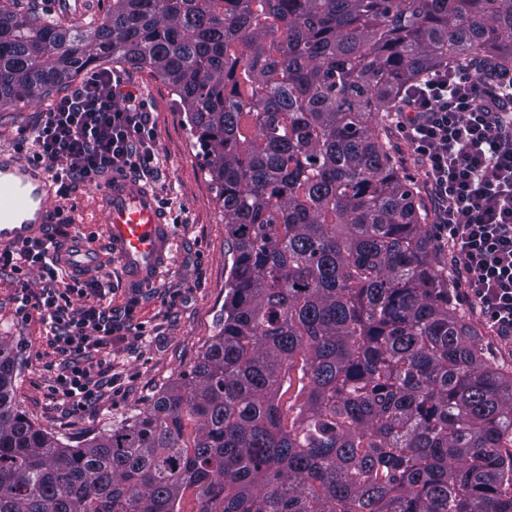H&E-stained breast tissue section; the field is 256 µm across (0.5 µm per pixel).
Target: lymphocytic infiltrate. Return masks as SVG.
I'll return each mask as SVG.
<instances>
[{"label": "lymphocytic infiltrate", "mask_w": 512, "mask_h": 512, "mask_svg": "<svg viewBox=\"0 0 512 512\" xmlns=\"http://www.w3.org/2000/svg\"><path fill=\"white\" fill-rule=\"evenodd\" d=\"M394 119L424 168L434 235L449 247L465 301L512 343V71L487 77L471 65L430 73L410 85ZM156 139L139 94L103 69L54 98L16 149L46 166L64 201L80 183L151 173ZM59 248L47 234L1 249L0 271L13 272L20 311L40 317L59 359L51 392L77 414L111 387L112 337L126 321L86 272L60 277ZM34 273L44 282L36 295Z\"/></svg>", "instance_id": "obj_1"}]
</instances>
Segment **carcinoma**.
<instances>
[{
	"label": "carcinoma",
	"mask_w": 512,
	"mask_h": 512,
	"mask_svg": "<svg viewBox=\"0 0 512 512\" xmlns=\"http://www.w3.org/2000/svg\"><path fill=\"white\" fill-rule=\"evenodd\" d=\"M476 57L512 68V0H112L83 29L0 0V106L149 68L230 240L215 336L110 430L36 427L0 339V512H512V374L456 312L381 124Z\"/></svg>",
	"instance_id": "carcinoma-1"
}]
</instances>
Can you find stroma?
Listing matches in <instances>:
<instances>
[{
  "instance_id": "1",
  "label": "stroma",
  "mask_w": 512,
  "mask_h": 512,
  "mask_svg": "<svg viewBox=\"0 0 512 512\" xmlns=\"http://www.w3.org/2000/svg\"><path fill=\"white\" fill-rule=\"evenodd\" d=\"M109 67L140 91L158 133V174L150 185L157 196H175L186 221L172 225L170 261L148 284L128 286L116 261L93 271L111 288L113 308L132 307L133 324L145 325L149 333L144 342L125 331L113 336L117 377L100 401L71 415L49 396L44 326L36 314L18 312L15 279L10 271L0 272V337L16 348L20 362L15 402L37 427L76 440L138 414L162 388L191 369L217 331L229 274L224 216L174 95L148 68L121 61L110 62ZM45 107L41 100L0 109V150L13 151L16 138Z\"/></svg>"
}]
</instances>
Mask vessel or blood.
I'll list each match as a JSON object with an SVG mask.
<instances>
[{"label": "vessel or blood", "instance_id": "1", "mask_svg": "<svg viewBox=\"0 0 512 512\" xmlns=\"http://www.w3.org/2000/svg\"><path fill=\"white\" fill-rule=\"evenodd\" d=\"M55 185L44 165L0 151V248L42 237L56 223ZM103 252L61 248L66 270L95 268L115 257L128 284L153 280L166 267L172 233L168 215L149 186L127 174L113 175L100 192Z\"/></svg>", "mask_w": 512, "mask_h": 512}]
</instances>
